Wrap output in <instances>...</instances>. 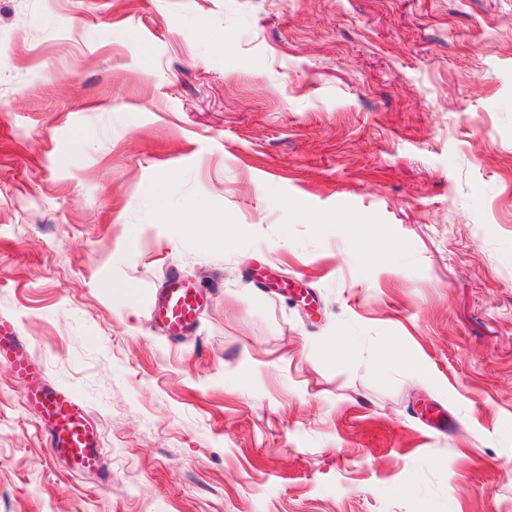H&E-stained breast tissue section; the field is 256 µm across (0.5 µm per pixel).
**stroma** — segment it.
Masks as SVG:
<instances>
[{
	"label": "stroma",
	"instance_id": "obj_1",
	"mask_svg": "<svg viewBox=\"0 0 512 512\" xmlns=\"http://www.w3.org/2000/svg\"><path fill=\"white\" fill-rule=\"evenodd\" d=\"M0 318V512H512V0H0ZM203 294L199 288L177 276L168 279L161 299L156 300L153 315L172 338L184 336L197 324ZM14 325L0 321V361L9 364L20 382L23 403L36 409L47 427L49 448L66 460L72 471L82 473L101 467L102 448L88 414L74 395L50 385L26 352Z\"/></svg>",
	"mask_w": 512,
	"mask_h": 512
}]
</instances>
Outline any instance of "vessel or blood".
<instances>
[{
  "mask_svg": "<svg viewBox=\"0 0 512 512\" xmlns=\"http://www.w3.org/2000/svg\"><path fill=\"white\" fill-rule=\"evenodd\" d=\"M202 299L199 288L170 277L155 302L154 318L170 337L184 336L198 322ZM19 343L13 324L0 321V361L14 371L25 406L40 413L52 453L77 473L99 468L102 450L86 410L71 392L50 385L32 359L20 352Z\"/></svg>",
  "mask_w": 512,
  "mask_h": 512,
  "instance_id": "obj_1",
  "label": "vessel or blood"
}]
</instances>
